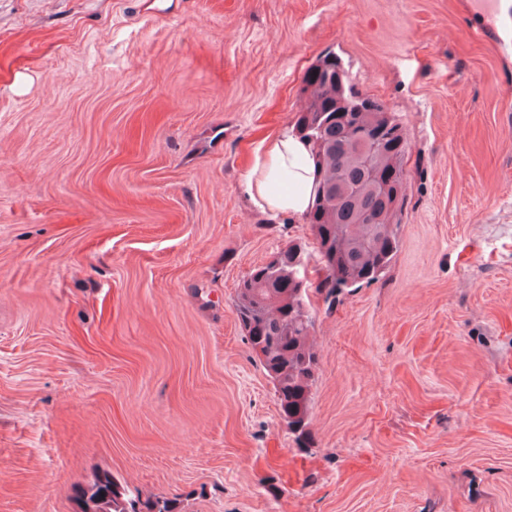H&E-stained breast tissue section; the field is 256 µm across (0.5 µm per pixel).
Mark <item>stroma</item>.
I'll return each instance as SVG.
<instances>
[{"label":"stroma","mask_w":512,"mask_h":512,"mask_svg":"<svg viewBox=\"0 0 512 512\" xmlns=\"http://www.w3.org/2000/svg\"><path fill=\"white\" fill-rule=\"evenodd\" d=\"M467 0H0V512L107 471L174 512H512V31ZM341 58L408 143L400 247L311 300L295 436L236 289L244 192Z\"/></svg>","instance_id":"1"}]
</instances>
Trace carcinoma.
I'll list each match as a JSON object with an SVG mask.
<instances>
[{
  "instance_id": "cac0c4a2",
  "label": "carcinoma",
  "mask_w": 512,
  "mask_h": 512,
  "mask_svg": "<svg viewBox=\"0 0 512 512\" xmlns=\"http://www.w3.org/2000/svg\"><path fill=\"white\" fill-rule=\"evenodd\" d=\"M340 68L339 57L328 53L319 59V69L307 70L303 83L308 104L294 125L312 143L318 167L315 201L306 214L321 263L317 280L305 278L309 254L293 243L277 252L276 265L254 267L237 287L241 321L252 310L253 299L261 298L255 325L244 332L249 344L270 347L262 367L273 383L281 416L299 433L306 426L318 364L310 341L308 291L330 298L375 282L399 251L397 217L404 202L393 203L379 178L400 174L407 140L385 107L367 104L369 96L349 81L329 77ZM345 113L350 120L343 119ZM353 123L379 134L380 141L359 143L350 131ZM85 512H173V506L167 499H143L106 473L90 487Z\"/></svg>"
}]
</instances>
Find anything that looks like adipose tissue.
Here are the masks:
<instances>
[{
	"instance_id": "1",
	"label": "adipose tissue",
	"mask_w": 512,
	"mask_h": 512,
	"mask_svg": "<svg viewBox=\"0 0 512 512\" xmlns=\"http://www.w3.org/2000/svg\"><path fill=\"white\" fill-rule=\"evenodd\" d=\"M315 166L311 145L284 130L262 142L244 189L260 210L298 219L315 199Z\"/></svg>"
}]
</instances>
